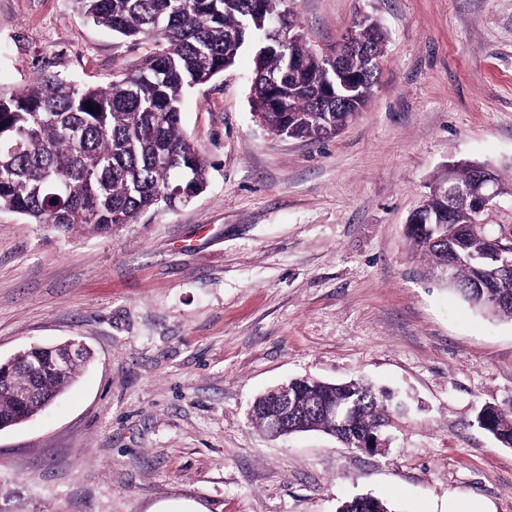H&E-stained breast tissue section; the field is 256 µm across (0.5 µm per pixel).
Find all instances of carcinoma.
I'll return each mask as SVG.
<instances>
[{
  "mask_svg": "<svg viewBox=\"0 0 512 512\" xmlns=\"http://www.w3.org/2000/svg\"><path fill=\"white\" fill-rule=\"evenodd\" d=\"M95 25L124 38H147L153 48L133 68L112 80L86 86L39 73L18 88L0 86V209L46 224L66 237L76 231L110 234L162 203L182 186L191 194L205 187L206 165L181 133L188 89L209 83L232 66L247 46L254 51L251 102L260 106L266 129L278 136L320 142L336 136L369 96L351 88L349 75L363 69L355 55L336 70L325 51L307 39L287 47L266 39L278 24L300 31L285 0H73ZM356 39L384 55L387 34L368 17L355 25ZM91 104L94 111L86 110ZM430 215H451L449 224L408 229V238L433 276L443 259L454 264L453 289L464 301L512 321V279L495 277L498 233L476 224L463 204L448 212V196L429 191ZM448 237V256L432 237ZM67 343L43 346L14 357V371L0 377V426L19 424L44 410L79 377L92 359L84 349L70 369L53 370ZM286 398V430L338 434L329 403L349 410L344 440L349 447L383 432L390 421L391 393L360 380L330 383L295 379L255 400V424L267 428L268 410ZM476 421L505 448H512V406L486 405ZM339 512H390L383 500L359 495Z\"/></svg>",
  "mask_w": 512,
  "mask_h": 512,
  "instance_id": "obj_1",
  "label": "carcinoma"
}]
</instances>
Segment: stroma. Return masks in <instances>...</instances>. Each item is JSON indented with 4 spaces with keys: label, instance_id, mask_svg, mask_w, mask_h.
Returning a JSON list of instances; mask_svg holds the SVG:
<instances>
[{
    "label": "stroma",
    "instance_id": "1",
    "mask_svg": "<svg viewBox=\"0 0 512 512\" xmlns=\"http://www.w3.org/2000/svg\"><path fill=\"white\" fill-rule=\"evenodd\" d=\"M322 49L359 15L388 33L368 105L320 143L254 118L253 55L184 98L207 163L189 203L63 239L0 211V358L82 339L92 363L43 414L0 431V512H512V448L478 427L512 404V322L423 274L409 215L452 164L512 179V0H288ZM145 40L71 0H0V85L49 71L88 85ZM310 376L394 392L374 454L274 439L259 394ZM383 500L372 495H359L343 502L339 512H390Z\"/></svg>",
    "mask_w": 512,
    "mask_h": 512
}]
</instances>
